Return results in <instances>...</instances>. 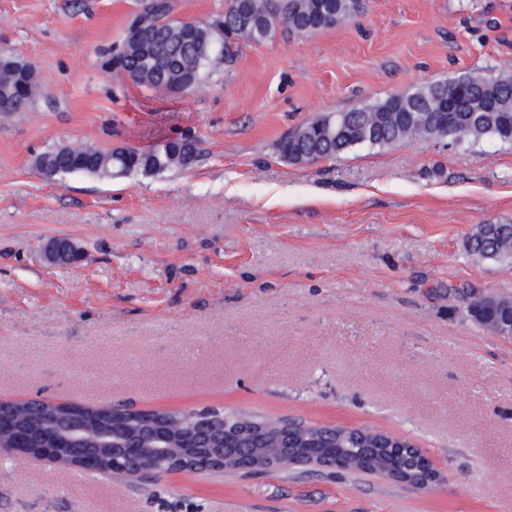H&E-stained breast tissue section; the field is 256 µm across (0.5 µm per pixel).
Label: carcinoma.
I'll return each instance as SVG.
<instances>
[{"label":"carcinoma","instance_id":"1","mask_svg":"<svg viewBox=\"0 0 512 512\" xmlns=\"http://www.w3.org/2000/svg\"><path fill=\"white\" fill-rule=\"evenodd\" d=\"M362 0H227L223 22L199 25L186 32L185 23L167 18L165 0H150L134 20L139 33H125L117 47V65L134 83L150 90L184 91L227 69L242 45L260 44L277 31L305 36L332 27L361 12ZM248 22L244 39L236 37L240 20ZM0 73V112H21L34 94L25 87L26 63L13 57ZM486 138L512 145V73L467 75L452 82L426 83L402 97L325 114L308 121L280 140L277 149L288 161L302 164L334 160L356 148H386L418 139L448 144L478 143ZM189 158L171 141L148 151L118 147L108 152L89 147H53L41 153L42 164L55 175L85 173L110 178L116 174L159 176L187 170L197 157L195 142ZM472 255L497 262L512 261V224H484L471 235ZM507 296L486 295L469 306L473 320L493 328L499 305ZM119 413L104 415L92 405L43 403L37 412L13 419L3 410V422L13 424L31 448L62 437L67 416L77 413L92 431L115 430L120 439L147 424L145 413L117 405ZM160 420L181 437L188 436L192 414L158 410ZM366 442L355 431L338 428L326 449L338 456L361 453Z\"/></svg>","mask_w":512,"mask_h":512}]
</instances>
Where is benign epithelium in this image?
<instances>
[{"label":"benign epithelium","instance_id":"benign-epithelium-1","mask_svg":"<svg viewBox=\"0 0 512 512\" xmlns=\"http://www.w3.org/2000/svg\"><path fill=\"white\" fill-rule=\"evenodd\" d=\"M42 255L50 265L74 264L80 258L76 245L63 237L46 240L42 246ZM191 412L195 414L191 429L192 446L186 450L175 447L171 433L165 430L144 432L146 447L140 448L134 441H112L105 433L93 435L80 420L72 423L65 436L67 450L78 469L101 475L112 472L140 482H153L170 473L237 476L290 467L336 471L373 466L371 455L367 453L346 459L310 452L301 446L304 439L289 441L291 425L288 422L259 436L255 432V424L242 415L236 417L234 427L222 430L206 416L207 409L193 408ZM0 455L64 466L58 448L42 447L23 451L0 446ZM394 477L404 478L405 484L417 489L443 480L432 461L420 450L407 465L397 466L386 475L388 479Z\"/></svg>","mask_w":512,"mask_h":512}]
</instances>
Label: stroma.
Returning a JSON list of instances; mask_svg holds the SVG:
<instances>
[{
    "instance_id": "stroma-1",
    "label": "stroma",
    "mask_w": 512,
    "mask_h": 512,
    "mask_svg": "<svg viewBox=\"0 0 512 512\" xmlns=\"http://www.w3.org/2000/svg\"><path fill=\"white\" fill-rule=\"evenodd\" d=\"M143 0H0V47L32 108L0 116V399L43 397L365 428L446 477L292 468L141 485L0 460V512H512V337L467 306L512 296V264L470 255L512 224V145L433 140L294 164L277 142L330 112L512 68V0H364L335 27L243 47L187 92L117 73ZM194 136L191 169L45 179L68 144ZM66 237L74 265H47ZM79 249L68 238L52 237L42 246L43 259L50 265L57 263L74 264L80 258ZM416 449L417 454L412 461L408 462V464L403 467L396 466L393 472L388 473L385 477H381L389 480L394 477H402L405 479L403 484L417 489L426 488L436 482L443 481V476H441L438 470L434 467L432 461L421 451L420 448ZM404 469L409 472H404Z\"/></svg>"
}]
</instances>
